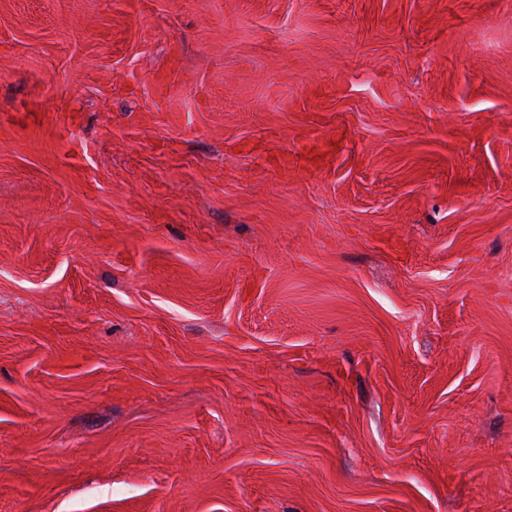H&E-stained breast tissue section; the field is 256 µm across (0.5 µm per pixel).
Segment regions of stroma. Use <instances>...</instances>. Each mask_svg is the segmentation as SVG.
I'll use <instances>...</instances> for the list:
<instances>
[{
	"label": "stroma",
	"instance_id": "stroma-1",
	"mask_svg": "<svg viewBox=\"0 0 512 512\" xmlns=\"http://www.w3.org/2000/svg\"><path fill=\"white\" fill-rule=\"evenodd\" d=\"M0 512H512V0H0Z\"/></svg>",
	"mask_w": 512,
	"mask_h": 512
}]
</instances>
